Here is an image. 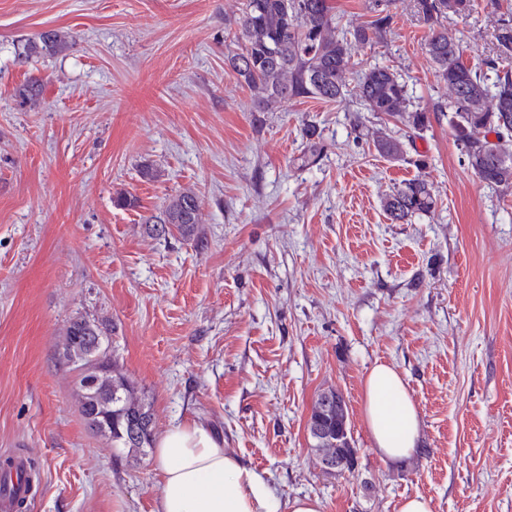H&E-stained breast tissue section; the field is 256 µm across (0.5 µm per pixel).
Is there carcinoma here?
I'll return each instance as SVG.
<instances>
[{
  "instance_id": "obj_1",
  "label": "carcinoma",
  "mask_w": 512,
  "mask_h": 512,
  "mask_svg": "<svg viewBox=\"0 0 512 512\" xmlns=\"http://www.w3.org/2000/svg\"><path fill=\"white\" fill-rule=\"evenodd\" d=\"M417 15L428 27L425 48L439 80L448 89L447 102L436 111L446 114L455 141L468 166L481 181L512 191V23L497 27L498 54L486 69L473 70L461 61L460 43L442 20L469 11L471 0H414ZM393 16L378 13L370 22L339 34L328 0H246L240 14L225 20L228 34L244 41L228 58L238 79L254 97L255 111L270 112L281 100L313 97L337 102L357 97L366 109L392 117L412 138L425 131L428 111L415 105L406 82L396 70L374 65L355 86H350L351 54L357 45L373 44L390 31ZM68 46V35L43 32L26 46L27 55L57 54ZM495 135L496 140L489 139ZM375 150L393 160L404 159V143L379 132ZM432 184L423 176L408 180L383 201L393 223L434 210ZM201 223L195 193L186 189L165 200L159 214L147 220L149 233L164 238L173 232L197 234ZM107 325L83 315L74 317L64 331L63 356L79 381V407L91 429L112 447L138 457L151 447L154 414L135 382L112 360L103 346ZM309 424L315 453L341 455L357 462V448L348 427V406L343 395L328 389L314 399Z\"/></svg>"
}]
</instances>
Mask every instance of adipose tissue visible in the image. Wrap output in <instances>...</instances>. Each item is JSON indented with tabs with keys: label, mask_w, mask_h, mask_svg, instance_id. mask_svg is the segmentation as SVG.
<instances>
[{
	"label": "adipose tissue",
	"mask_w": 512,
	"mask_h": 512,
	"mask_svg": "<svg viewBox=\"0 0 512 512\" xmlns=\"http://www.w3.org/2000/svg\"><path fill=\"white\" fill-rule=\"evenodd\" d=\"M364 416L376 451L399 463L418 446L417 408L400 375L375 365L364 382ZM163 479L156 512H322L318 499L282 505L264 473L245 466L223 439L198 422L171 425L156 441Z\"/></svg>",
	"instance_id": "adipose-tissue-1"
}]
</instances>
